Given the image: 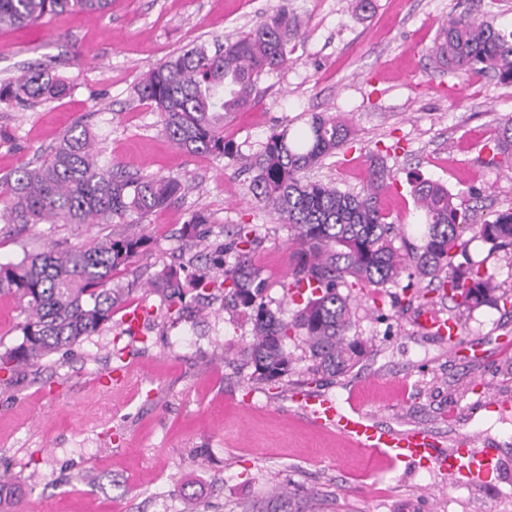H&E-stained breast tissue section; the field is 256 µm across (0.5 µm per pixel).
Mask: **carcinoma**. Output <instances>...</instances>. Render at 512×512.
I'll use <instances>...</instances> for the list:
<instances>
[{
    "instance_id": "obj_1",
    "label": "carcinoma",
    "mask_w": 512,
    "mask_h": 512,
    "mask_svg": "<svg viewBox=\"0 0 512 512\" xmlns=\"http://www.w3.org/2000/svg\"><path fill=\"white\" fill-rule=\"evenodd\" d=\"M112 0H0V28L24 27L61 13L101 16ZM300 29L297 18L280 7L244 35L210 51L194 47L171 55L144 74L136 87L141 101L154 106L165 135L180 150L240 162L255 172L252 198L276 212L292 231L288 282L283 284L299 307L285 320L266 303L268 288L252 260L260 244L255 224H238L219 244L203 242L201 226L209 216L195 212L182 237L199 248L187 265L206 257L215 274L198 271L188 281L197 300L221 295L225 305L251 324V339L237 356L253 368L251 378L272 382L288 375L293 359L287 341L301 339L316 370L336 377L350 372L367 352V341L351 334L350 295L355 283L389 285L407 291L413 278L428 281L442 297L471 313L484 306L512 307V289L497 284L482 262L467 255L463 234L512 249V211L481 224L471 223L468 209L443 185L416 180L412 194L424 216L417 246H395L399 225L387 221L380 197L391 173L379 160L369 169L363 192L353 194L329 183L308 181L303 173L318 166L351 140L354 130L334 113H312L306 129L288 126L272 133L262 148L241 153L224 139V119L251 106L260 76L288 62L290 44ZM436 65L461 77L487 74L512 84V28H502L482 14L462 15L448 23L433 48ZM70 83L52 67H38L0 83V102L27 108L61 98ZM492 159L512 166V118L495 131ZM183 190L176 179L131 180L104 167L89 127L75 125L50 155L23 164L0 183V213L24 224L77 226L125 224L170 203ZM148 239L134 227L117 235L91 238L79 246L50 247L0 265V294L14 297L23 319L21 342L0 354V370L32 366L44 357L80 343L112 320V312L129 300L133 289L113 280L114 272L132 264ZM463 261H458V258ZM408 277L401 285L402 276ZM167 313L180 311L184 286L172 269L148 281ZM243 512H323L311 492L303 498L276 485L262 501Z\"/></svg>"
}]
</instances>
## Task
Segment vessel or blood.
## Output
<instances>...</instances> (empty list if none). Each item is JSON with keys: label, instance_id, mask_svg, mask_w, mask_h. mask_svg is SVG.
I'll list each match as a JSON object with an SVG mask.
<instances>
[{"label": "vessel or blood", "instance_id": "obj_1", "mask_svg": "<svg viewBox=\"0 0 512 512\" xmlns=\"http://www.w3.org/2000/svg\"><path fill=\"white\" fill-rule=\"evenodd\" d=\"M421 329L445 341L459 335L457 324L431 311L418 317ZM315 421L350 438L356 447L382 455L393 462L411 465L435 460L449 473H461L482 478L498 473L500 459L489 448L473 452L475 437L466 435L458 440L457 448L445 453L436 448L434 440L425 431L413 428L396 431L384 427L359 408L344 409L337 401L326 397H308L301 404Z\"/></svg>", "mask_w": 512, "mask_h": 512}]
</instances>
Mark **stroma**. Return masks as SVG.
Returning <instances> with one entry per match:
<instances>
[{
	"label": "stroma",
	"mask_w": 512,
	"mask_h": 512,
	"mask_svg": "<svg viewBox=\"0 0 512 512\" xmlns=\"http://www.w3.org/2000/svg\"><path fill=\"white\" fill-rule=\"evenodd\" d=\"M283 5L301 23L290 59L261 76L253 105L225 121V138L251 154L282 125L301 129L307 113L351 122L352 143L308 179L360 192L372 155L381 154L394 179L383 207L414 245L424 230L415 178L459 195L478 224L512 208V170L492 163L487 147L512 117V85L439 72L430 57L451 17L478 12L508 27L512 0H374L360 17L353 0H112L101 17L63 14L0 29V82L43 64L73 83L66 96L29 109L0 103V129L12 135L0 141V177L49 155L80 121L97 133L102 163L186 186L139 220L148 246L115 275L137 285L131 302L148 311L140 331L129 330L118 310L71 352L0 372V472H8L20 502L2 500L0 512H184L188 494L194 512H240L272 482L318 493L327 512H512V312L460 313L423 281L396 301L390 289L357 285L352 331L369 341L360 364L325 377L292 341L295 372L271 385L233 361L251 336L241 316L218 300L170 315L142 287L188 253L181 228L202 211L214 240L233 225H258L253 261L271 308L291 317L295 306L283 289L287 224L254 202L250 173L176 148L134 93L142 74L166 57L237 38ZM122 230L0 220V264ZM425 308L456 320L460 338L450 344L422 332L416 318ZM117 368L123 387L99 392L97 379ZM307 394L356 402L395 430L426 429L446 449L475 435L497 451L501 473L467 480L432 465H392L316 424L298 407Z\"/></svg>",
	"instance_id": "obj_1"
}]
</instances>
